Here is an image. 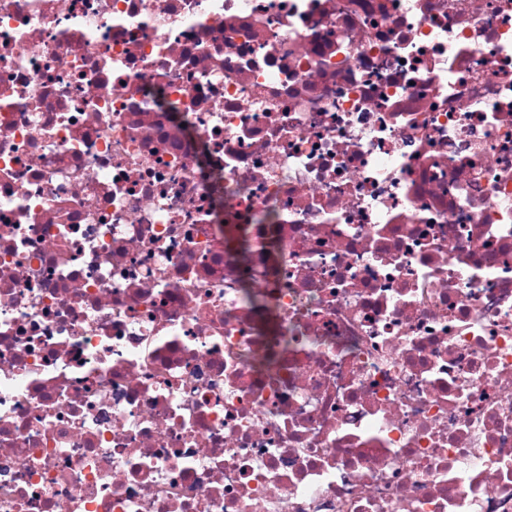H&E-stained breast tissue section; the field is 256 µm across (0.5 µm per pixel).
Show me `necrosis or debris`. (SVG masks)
<instances>
[{
  "instance_id": "necrosis-or-debris-1",
  "label": "necrosis or debris",
  "mask_w": 512,
  "mask_h": 512,
  "mask_svg": "<svg viewBox=\"0 0 512 512\" xmlns=\"http://www.w3.org/2000/svg\"><path fill=\"white\" fill-rule=\"evenodd\" d=\"M0 512H512V0H0Z\"/></svg>"
}]
</instances>
